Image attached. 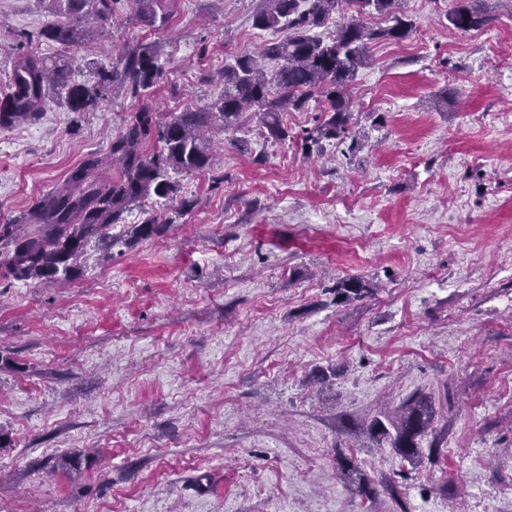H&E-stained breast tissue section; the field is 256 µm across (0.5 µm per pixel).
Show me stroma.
Here are the masks:
<instances>
[{
    "label": "stroma",
    "mask_w": 512,
    "mask_h": 512,
    "mask_svg": "<svg viewBox=\"0 0 512 512\" xmlns=\"http://www.w3.org/2000/svg\"><path fill=\"white\" fill-rule=\"evenodd\" d=\"M454 5L400 0L414 30L350 87L355 151L306 141L317 101L281 113L283 139L245 112L69 281L0 277V512H512V0L467 33ZM260 6L171 0L152 30L117 0L63 52L43 0H0V87L34 54L99 91L0 127V224L141 103L216 102L225 65L277 37ZM142 48L162 70L144 95L101 83ZM352 276L370 291L342 300ZM418 396L434 416L410 463L370 424Z\"/></svg>",
    "instance_id": "stroma-1"
}]
</instances>
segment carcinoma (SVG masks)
<instances>
[{"label": "carcinoma", "instance_id": "obj_1", "mask_svg": "<svg viewBox=\"0 0 512 512\" xmlns=\"http://www.w3.org/2000/svg\"><path fill=\"white\" fill-rule=\"evenodd\" d=\"M54 22L41 36L70 48L86 41L89 24L112 17L115 0H48ZM141 22L147 26L165 23L168 0H135ZM398 0H262L254 16L261 30H284L283 38L264 45L261 56L278 64L273 76L266 75L256 59L242 55L235 65L224 69V94L208 109L180 112L162 121L144 107L135 113L115 138L105 159L89 158L54 188L37 206L11 224L0 225V270L14 281L41 278L67 280L74 263L92 241L109 237L112 226L123 220L130 206L149 193L167 197L173 185L166 179L168 169L201 170L208 165L206 132L237 128L243 111L256 107L260 125L277 139L286 137L278 113L299 111L313 97L322 102V120L308 136L317 144L333 139L339 144L353 136L349 86L357 71L369 59V45L381 38L400 41L409 36L414 23L396 12ZM349 9L351 18L336 24L333 37L323 40L310 31L327 25L337 13ZM388 15L392 25L373 29L360 20L370 14ZM491 18L472 5L457 0L448 22L466 33L485 27ZM162 75L148 49L124 59L122 70L113 71L106 82L129 84L133 94L151 88ZM53 85L68 90L67 102L75 112L96 105L98 91L73 82L67 68L44 57L28 56L18 62L13 77L0 89V126L34 118L46 91ZM161 143L154 156L144 152L150 140ZM116 166L121 177L104 174ZM337 294L359 299L370 288L359 277L337 282ZM433 409L422 396L403 408L390 435L377 419L372 428L399 454L413 461L419 455V439L427 431Z\"/></svg>", "mask_w": 512, "mask_h": 512}]
</instances>
